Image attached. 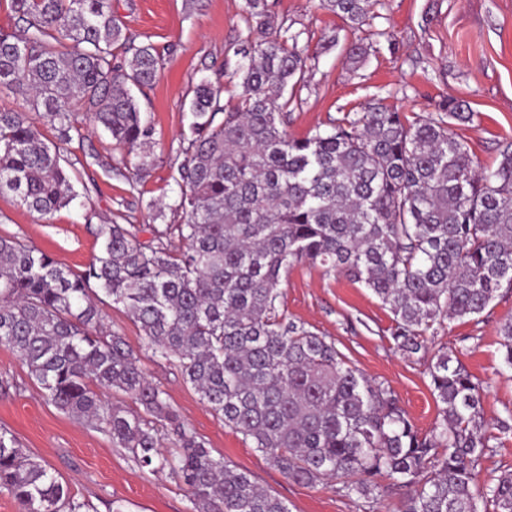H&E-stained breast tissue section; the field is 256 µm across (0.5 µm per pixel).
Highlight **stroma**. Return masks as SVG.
Instances as JSON below:
<instances>
[{
  "mask_svg": "<svg viewBox=\"0 0 512 512\" xmlns=\"http://www.w3.org/2000/svg\"><path fill=\"white\" fill-rule=\"evenodd\" d=\"M112 11L138 40L150 41L170 57L154 87L139 96L140 109L152 121L158 157L140 192H132L119 173L85 162L88 152L119 157L110 135L84 116L76 122L84 136L71 143L65 159L81 174L83 192L71 204L42 220L0 196V235L17 237L79 271L99 252L94 229L117 222L133 226L140 241L151 226L176 224V159L189 135L187 104L201 78L225 71L224 102L235 104L241 87L232 73L244 28L245 0H111ZM276 22L299 32V46L311 60L301 105L290 115L288 132L302 138L345 113L359 112L374 99L425 117L450 97L465 100L474 114L458 126L474 168L495 165L501 145L512 139V0H374L369 26L354 30L324 9L320 0H265ZM358 42L368 54L358 64L343 46ZM163 211H152L150 201ZM280 308L289 320L332 341L348 366L389 388L420 431L438 416L428 366L439 350L451 351L485 386L484 417L489 446L481 459L480 485L512 470V432H499L496 420L512 412V371L502 362L499 328L512 320V289L481 314L444 321L427 339V352L409 357L391 338L393 315L363 284L306 262L294 265L281 286ZM104 325L125 337L141 355L150 379L208 447L228 464L249 472L263 488L286 501L290 512H398L403 497L378 478L373 498L347 493L343 480L310 487L295 483L271 466L240 433L224 425L181 378L178 368L151 356L130 316L104 306ZM0 427L11 431L32 456L66 482L93 512H190L186 486L166 471L136 463L111 439L60 412L25 366L0 347Z\"/></svg>",
  "mask_w": 512,
  "mask_h": 512,
  "instance_id": "35a3bbf8",
  "label": "stroma"
}]
</instances>
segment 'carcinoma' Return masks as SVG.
Instances as JSON below:
<instances>
[{"mask_svg": "<svg viewBox=\"0 0 512 512\" xmlns=\"http://www.w3.org/2000/svg\"><path fill=\"white\" fill-rule=\"evenodd\" d=\"M321 5L353 29L373 19L370 0ZM10 7L22 33L0 32V91L27 109H0V195L45 220L77 197L62 161L80 133L78 111L124 150L105 166L133 187L144 183L155 131L136 93L155 84L165 54L127 32L110 0ZM243 22L238 102L224 106L219 77L193 89L170 206L183 222L153 229L147 243L123 224H100L99 254L79 272L0 236V347L57 409L90 420L140 466L182 480L193 512L289 509L181 421L124 337L103 330L105 298L224 425L294 482L346 478L348 492L368 498L385 475L404 491L401 512H512V471L486 489L477 482L491 439L483 384L458 359L444 352L428 366L439 413L422 434L390 390L277 306L288 269L308 261L370 289L409 357L427 350L434 325L482 314L512 288V140L496 166L476 170L452 131L473 119L457 98L413 121L378 101L293 138L290 107L308 69L300 33L274 25L262 0H246ZM499 335L512 369V321ZM110 390L134 407L110 404ZM165 436L176 454L160 452ZM0 492L21 512L84 507L2 429Z\"/></svg>", "mask_w": 512, "mask_h": 512, "instance_id": "obj_1", "label": "carcinoma"}]
</instances>
